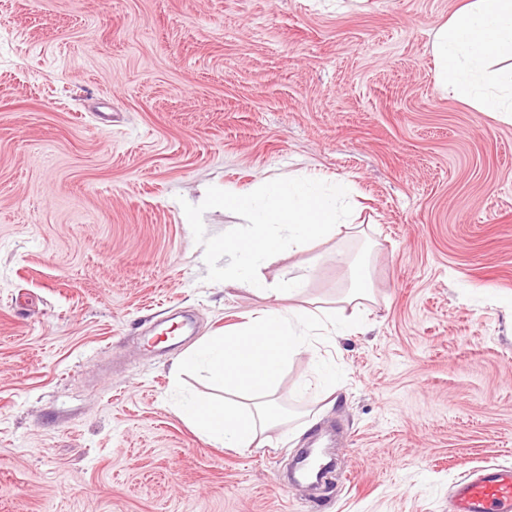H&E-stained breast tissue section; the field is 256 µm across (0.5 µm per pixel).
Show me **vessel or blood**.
<instances>
[{
    "mask_svg": "<svg viewBox=\"0 0 512 512\" xmlns=\"http://www.w3.org/2000/svg\"><path fill=\"white\" fill-rule=\"evenodd\" d=\"M453 505L454 512H512V467L486 466L460 477Z\"/></svg>",
    "mask_w": 512,
    "mask_h": 512,
    "instance_id": "vessel-or-blood-1",
    "label": "vessel or blood"
}]
</instances>
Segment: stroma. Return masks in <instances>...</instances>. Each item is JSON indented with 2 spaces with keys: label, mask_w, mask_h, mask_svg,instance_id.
Masks as SVG:
<instances>
[{
  "label": "stroma",
  "mask_w": 512,
  "mask_h": 512,
  "mask_svg": "<svg viewBox=\"0 0 512 512\" xmlns=\"http://www.w3.org/2000/svg\"><path fill=\"white\" fill-rule=\"evenodd\" d=\"M460 4L0 0V512H452L512 465V122L434 81ZM297 176L352 180L366 234L261 275L332 307L360 259L373 299L319 348L334 395L295 359L239 452L173 408L223 393L175 359L264 305L201 196ZM329 428L327 484L281 482Z\"/></svg>",
  "instance_id": "stroma-1"
}]
</instances>
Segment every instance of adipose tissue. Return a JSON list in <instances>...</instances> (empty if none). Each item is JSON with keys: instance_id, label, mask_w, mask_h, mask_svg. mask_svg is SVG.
Instances as JSON below:
<instances>
[{"instance_id": "ef3b65f1", "label": "adipose tissue", "mask_w": 512, "mask_h": 512, "mask_svg": "<svg viewBox=\"0 0 512 512\" xmlns=\"http://www.w3.org/2000/svg\"><path fill=\"white\" fill-rule=\"evenodd\" d=\"M435 79L453 96L486 104L512 119V74L492 71L494 58L512 56V0H467L435 35L432 44ZM351 185L339 177L333 183L305 177L251 188H228L212 196L213 204L245 214L249 222L225 239L232 255L224 275L266 301L263 309L238 329L211 337L184 352L178 368H200L221 382L233 399L217 402L194 398L178 408L204 440L246 450L262 445L271 423L266 399L284 368L313 351L317 338L345 336L354 325L337 311L295 305L306 289L305 279L272 286L260 278V263L282 247L312 249L338 234L347 218Z\"/></svg>"}]
</instances>
